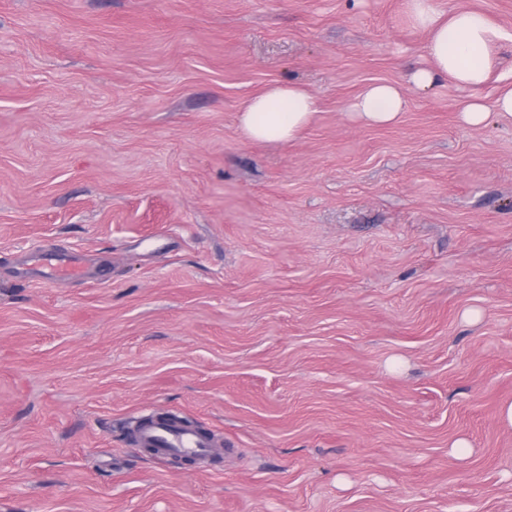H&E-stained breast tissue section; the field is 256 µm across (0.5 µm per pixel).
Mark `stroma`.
Segmentation results:
<instances>
[{"label": "stroma", "instance_id": "35a3bbf8", "mask_svg": "<svg viewBox=\"0 0 512 512\" xmlns=\"http://www.w3.org/2000/svg\"><path fill=\"white\" fill-rule=\"evenodd\" d=\"M427 42L404 0H0V512H512V123L448 80L346 115ZM276 81L320 111L250 141ZM168 411L222 450L135 449ZM320 110L317 97L297 83H274L247 99L238 125L250 141L278 145L297 140ZM407 105L406 88L389 82L369 84L348 106L350 118L366 126L396 124ZM45 271L44 277L48 281L69 278L84 281L87 278V272L75 262L65 257H53L50 253L42 255Z\"/></svg>", "mask_w": 512, "mask_h": 512}]
</instances>
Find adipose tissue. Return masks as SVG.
Segmentation results:
<instances>
[{"mask_svg":"<svg viewBox=\"0 0 512 512\" xmlns=\"http://www.w3.org/2000/svg\"><path fill=\"white\" fill-rule=\"evenodd\" d=\"M410 24L429 32L430 64L410 72L407 86L389 82L369 84L348 106L350 118L366 126L399 121L407 105V88L428 89L448 78L466 96L458 112L469 127L484 126L490 117L512 122V72L502 75L493 105H486L480 89L487 83L495 45L512 41V32L496 27L483 13L459 10L441 15L435 0H405ZM320 110L317 97L297 83H274L247 99L238 114L242 134L250 141L278 145L297 140Z\"/></svg>","mask_w":512,"mask_h":512,"instance_id":"ef3b65f1","label":"adipose tissue"}]
</instances>
